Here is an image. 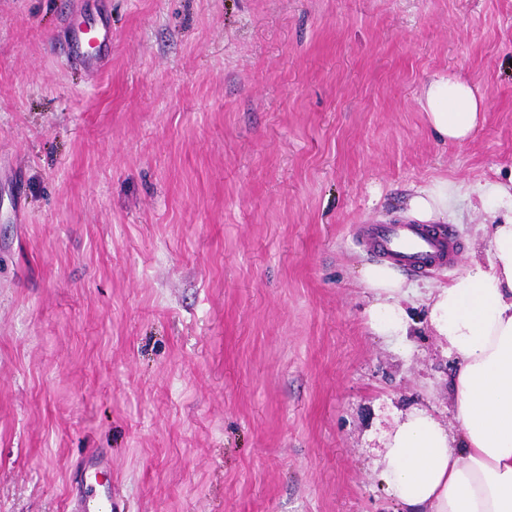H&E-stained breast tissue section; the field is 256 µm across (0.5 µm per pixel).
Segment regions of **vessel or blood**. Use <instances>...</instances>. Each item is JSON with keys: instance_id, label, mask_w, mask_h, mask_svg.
I'll return each instance as SVG.
<instances>
[{"instance_id": "vessel-or-blood-1", "label": "vessel or blood", "mask_w": 512, "mask_h": 512, "mask_svg": "<svg viewBox=\"0 0 512 512\" xmlns=\"http://www.w3.org/2000/svg\"><path fill=\"white\" fill-rule=\"evenodd\" d=\"M65 48L75 60L97 68L112 55L110 28L95 24L74 26L64 37ZM369 247L383 259L412 271L448 264L454 244L441 230L424 224H371L366 229ZM70 512H113L111 492L73 496Z\"/></svg>"}]
</instances>
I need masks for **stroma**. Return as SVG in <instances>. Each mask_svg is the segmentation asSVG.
I'll return each instance as SVG.
<instances>
[{
    "label": "stroma",
    "mask_w": 512,
    "mask_h": 512,
    "mask_svg": "<svg viewBox=\"0 0 512 512\" xmlns=\"http://www.w3.org/2000/svg\"><path fill=\"white\" fill-rule=\"evenodd\" d=\"M112 58L67 55L91 0H0V512H68L86 449L115 512H399L376 462L455 360L422 298L376 336L365 224L512 184V0H105ZM437 74L486 101L463 143ZM422 107L436 138L447 143H461L478 126L484 102L460 79L435 75L424 86ZM453 197L448 181H437L429 189L423 190L411 201L412 211L420 220H432L448 214V205Z\"/></svg>",
    "instance_id": "obj_1"
}]
</instances>
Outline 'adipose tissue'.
<instances>
[{"mask_svg": "<svg viewBox=\"0 0 512 512\" xmlns=\"http://www.w3.org/2000/svg\"><path fill=\"white\" fill-rule=\"evenodd\" d=\"M422 107L436 138L460 143L478 126L484 102L460 79L436 75ZM474 192L509 215L483 225L485 256L424 296L431 327L456 358L450 389L458 429L416 407L385 435L378 465L403 512H512V190L486 183ZM362 281L374 294L370 328L404 340L411 290L400 268L366 264Z\"/></svg>", "mask_w": 512, "mask_h": 512, "instance_id": "ef3b65f1", "label": "adipose tissue"}]
</instances>
